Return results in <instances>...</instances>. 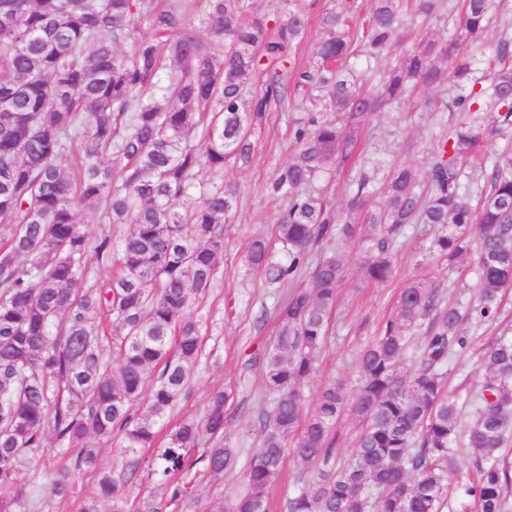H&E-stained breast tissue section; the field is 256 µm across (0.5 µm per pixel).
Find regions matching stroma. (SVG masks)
Wrapping results in <instances>:
<instances>
[{
    "instance_id": "35a3bbf8",
    "label": "stroma",
    "mask_w": 512,
    "mask_h": 512,
    "mask_svg": "<svg viewBox=\"0 0 512 512\" xmlns=\"http://www.w3.org/2000/svg\"><path fill=\"white\" fill-rule=\"evenodd\" d=\"M459 92V87L449 80L439 88L419 86L405 103L377 113L361 135L363 162H378L386 167L408 164L417 173H424L427 154L437 147L443 130L459 118L455 112L427 111L426 104L441 95L452 98ZM300 117L293 105L274 108L256 136L250 166L224 171L225 182L238 188V206L224 226V254L219 261L217 280L194 309L202 326V353L190 386L169 420L177 423L202 419L213 391L233 389L235 399L228 409L230 420L224 439L237 448L238 461L233 470L218 478L196 469L188 472L192 492L168 512H223L229 500L245 488L250 459L260 446L255 420L272 400L262 384V361L276 333L277 309L290 286L268 283L264 273L246 265L244 253L247 243L262 235L272 239L276 257L284 255L281 244L273 240L274 221L281 205L268 199L263 188L293 153V133ZM429 237L423 227L410 231L405 245L394 257L393 278L381 284L363 281L360 267L366 253L362 246L344 245L346 277L339 290L319 370L305 387V411H312L316 394L325 384L355 382L359 346L393 312L405 284L424 278L438 288L444 302L466 305L475 301V253L465 254L456 270H448L446 264L429 254ZM502 334L512 336V290L502 300L498 320L475 330V352L453 360L448 377L451 392L462 395L479 388L485 368L477 350ZM322 469L318 462L288 458L281 476L269 490L274 512H287L289 496L318 480ZM33 478L40 489V512H78L77 501L55 497L52 476L46 471L43 458H34L20 474L25 483Z\"/></svg>"
}]
</instances>
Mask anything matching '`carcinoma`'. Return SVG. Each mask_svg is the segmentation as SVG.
<instances>
[{
    "label": "carcinoma",
    "instance_id": "obj_1",
    "mask_svg": "<svg viewBox=\"0 0 512 512\" xmlns=\"http://www.w3.org/2000/svg\"><path fill=\"white\" fill-rule=\"evenodd\" d=\"M183 2L159 10L153 0H0V512L40 507L18 475L47 432L72 453L71 469L53 477L54 494L80 499V512H101L107 501L124 512L127 480L100 467L97 444L120 434L122 471L134 474L138 449L155 444L158 423L190 384L202 349L192 307L214 285L224 224L238 205L224 168L250 165L268 112L292 99L306 109L297 148L265 186L269 197L287 200L276 222L287 259L273 260L256 236L245 261L282 283L312 252L319 256L311 286L293 289L276 312L263 381L277 398L258 416L261 448L228 512H269L268 489L290 454L329 464L347 408L363 422L350 464L302 488L288 512H442L456 489L476 512H506L512 337L484 351V381L463 399L448 391L445 369L474 349L465 325L494 320L512 287V156L493 166L490 191L475 207L464 180L479 176L461 168L488 130L512 125V43L499 42L482 61L471 54L495 0H464L459 9L420 0L426 15H455L453 47L421 38L374 91L346 61L358 46L375 58L398 41L402 0H371L365 16L358 0L337 8L285 0L282 19L261 12L258 0H206L207 41L182 22ZM312 21L324 30L315 60L290 74ZM143 22L165 43L134 38ZM130 40L132 51L122 53ZM163 45L174 64L165 78ZM450 56L461 90L453 107L463 118L428 158L426 190L412 167L381 175L375 163L360 173L345 212L334 210L313 185L351 161L374 114L410 84H441L440 63ZM204 170L214 181L197 195ZM378 183L385 204L372 211ZM82 214L131 230L116 242L110 230L93 240ZM410 224L430 229L429 250L450 269L476 247L477 302L446 306L427 281L410 282L359 350L355 385H324L303 414L302 387L316 371L345 279L342 252L323 247L360 241L362 277L383 283ZM115 257V274L88 281L91 263L108 266ZM425 321L421 355L405 371L408 334ZM143 397L148 412L139 416L132 407ZM231 397L216 392L203 419L176 426L152 461L169 503L186 498L183 477L197 465L214 477L235 466L237 450L224 444ZM465 404L473 418L463 429ZM462 438L474 450L467 472L452 454ZM204 439L209 446L192 456ZM73 470L95 474L92 486L76 487Z\"/></svg>",
    "mask_w": 512,
    "mask_h": 512
}]
</instances>
